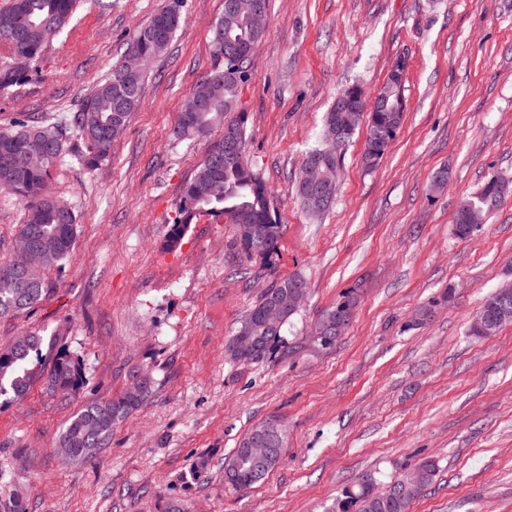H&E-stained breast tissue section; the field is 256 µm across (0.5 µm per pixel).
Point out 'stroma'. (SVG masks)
<instances>
[{
  "label": "stroma",
  "mask_w": 512,
  "mask_h": 512,
  "mask_svg": "<svg viewBox=\"0 0 512 512\" xmlns=\"http://www.w3.org/2000/svg\"><path fill=\"white\" fill-rule=\"evenodd\" d=\"M167 0H81L23 84L0 91V130L24 116L66 125L49 190L77 216L73 251L49 271L56 291L0 319V348L42 337L82 381L67 395L37 382L0 397V498L27 512H329L364 473L388 482L437 461L410 512H512V324L469 336L485 295L512 280V196L471 238L453 233L460 198L494 174L512 180V0H269L238 108L246 159L270 192L280 237L270 260L247 259L231 225L204 215L165 248L183 184L221 129L191 141L171 131L216 59L223 0H182V27L149 67L141 102L110 156L78 159L73 117L86 94ZM404 61L407 110L376 169L365 131L342 153L336 199L304 212L294 174L322 143L325 112L351 85L375 93ZM448 169L444 191L429 190ZM24 206L0 193V263L16 256ZM308 293L284 344L249 365L226 343L263 289L292 275ZM361 303L336 345L311 333L339 293ZM430 306L426 322L420 307ZM149 378L142 404L105 448L64 459L69 419ZM262 423L284 434L279 464L244 489L224 461Z\"/></svg>",
  "instance_id": "stroma-1"
}]
</instances>
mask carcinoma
Returning a JSON list of instances; mask_svg holds the SVG:
<instances>
[{"label": "carcinoma", "instance_id": "1", "mask_svg": "<svg viewBox=\"0 0 512 512\" xmlns=\"http://www.w3.org/2000/svg\"><path fill=\"white\" fill-rule=\"evenodd\" d=\"M77 2L5 0V4H0V49L14 58L24 57L30 65L35 64L47 46L48 33L53 30L60 33L66 28ZM15 24L20 26L21 41L12 32ZM181 24L182 15L175 0L158 12L150 23L136 30L121 59L87 95L75 117L84 144L79 159L85 167L93 168L110 155L113 141L124 132L140 103L148 66L167 49ZM264 31L265 27L258 25L245 7L234 13L222 12L213 27L214 34L235 36L233 43L243 44V55L229 62L224 59V47L213 48V55L220 65L204 76L200 85L204 86L218 76L220 86L208 108L192 112L188 100L178 115L174 128V136L178 139L204 136L218 126L224 129V134L209 146L194 175L183 185L177 216L166 240V248L170 251L179 246L187 226L199 216V209L232 225L235 240L248 258L266 259L277 249L278 224L272 216L268 189L258 173L243 156L229 162L214 164L211 161L215 154L224 153V138L228 136L235 137L242 148H247V113H238L230 122L226 121V114L237 106L240 86L248 77L247 54L253 51ZM396 70L398 73L379 88L375 109L345 112L336 104L326 113L323 145L307 153L295 178L296 194L310 215L318 216L329 207L337 186V182H332L331 188L322 196L311 191L315 183L311 168L325 161L339 167L340 149L350 141L361 121H366L368 128L362 153L364 167L368 170L375 168L387 154L406 112L403 86L395 84V81L403 80L404 65L396 64ZM26 77L27 71L4 66L0 68V88L19 85ZM65 143L66 129L49 117H31L11 130L0 131V146L10 145L20 150L17 167L7 182L0 183V190L9 192L24 204L18 241L31 243L42 253L41 264L24 276L15 273L12 263L0 266V317L28 311L46 300L54 291L46 272L61 266L75 246L77 224L73 210L61 212L56 200L45 192L53 169L63 161ZM511 190L504 179L492 176L476 193L461 198L453 224L454 234L460 239L469 238L475 230L469 222L470 213L479 211L484 216L491 213ZM297 287L306 289L304 280L290 276L266 289L235 331L238 336L259 337L262 351L258 358L266 357L283 343V328L274 330L261 326L262 311L273 298L288 302V295ZM504 302L512 313V288L495 289L485 298L482 307L493 313ZM357 306V288L346 289L338 295L336 303L321 314L316 330L336 334V310L342 308L353 315ZM41 346V337L29 335L0 350V396L10 392L15 398H22L40 379L45 380L47 388L63 394L78 386L80 373L68 356H57L47 372L32 363ZM149 389L150 380L137 377L122 396L86 405L70 419L60 446L68 450L74 461L86 458L105 444L113 425L135 409ZM272 438V448L268 449L266 461L259 467L245 458L246 438L240 439L231 458L224 463L227 484L238 489L248 488L268 476L279 462L284 444L281 432L272 433ZM416 468L421 471L420 487L432 484L437 471L436 461L424 459ZM403 481L401 475L378 492L375 490L377 479L366 474L343 489L336 500L335 512H409L419 491L398 493L397 487Z\"/></svg>", "mask_w": 512, "mask_h": 512}]
</instances>
